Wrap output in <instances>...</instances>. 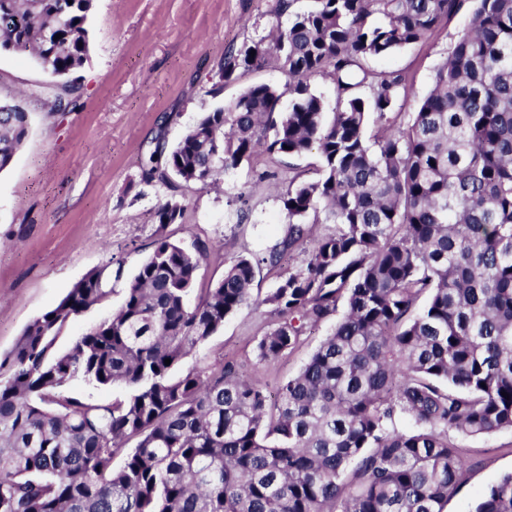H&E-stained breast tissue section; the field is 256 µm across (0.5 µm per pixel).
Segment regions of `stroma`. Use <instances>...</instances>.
Instances as JSON below:
<instances>
[{"label": "stroma", "instance_id": "obj_1", "mask_svg": "<svg viewBox=\"0 0 512 512\" xmlns=\"http://www.w3.org/2000/svg\"><path fill=\"white\" fill-rule=\"evenodd\" d=\"M277 0H93L88 17L89 57L79 71L82 92L68 112H50L46 73L24 54L0 53V95L24 93L27 136L11 164L0 171V379L1 362L26 326L54 307L89 271L108 260L122 263L113 293L69 320L55 344L74 340L121 306L125 279L154 249L155 210L165 188L141 180V163L157 132L178 142L198 118L255 83L280 85L275 68L220 76L228 49L268 35L277 22ZM468 10H461L430 39L384 58L376 71H403L412 87L402 109L414 111L446 59ZM316 153L295 158L259 156L220 173L214 187L187 189L181 223L172 239L211 244L193 292L202 297L238 256L281 242L288 217L278 194L297 174L315 177ZM274 180L261 179L266 169ZM274 317L270 306L246 308L184 361V367L220 368L234 360L268 391L296 375L330 333L332 322L313 328L293 352L271 362L256 358V345ZM467 471L446 512H470L503 474L512 472V430L457 436Z\"/></svg>", "mask_w": 512, "mask_h": 512}]
</instances>
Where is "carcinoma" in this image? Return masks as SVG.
Listing matches in <instances>:
<instances>
[{"instance_id":"carcinoma-1","label":"carcinoma","mask_w":512,"mask_h":512,"mask_svg":"<svg viewBox=\"0 0 512 512\" xmlns=\"http://www.w3.org/2000/svg\"><path fill=\"white\" fill-rule=\"evenodd\" d=\"M296 2L278 0L288 25L220 66L229 81L272 65L283 86H249L171 149L156 136L141 178L169 192L162 233L120 309L54 352L67 322L114 291L122 267L109 261L5 359L0 512H444L464 476L455 436L512 430V0H471L414 112L399 105L407 74L368 62L428 39L463 0ZM91 8L0 0V51L43 67L53 112L80 96L72 74L89 54ZM318 77L333 85L330 111L312 89ZM27 132L22 101L0 98V171ZM259 148L271 158L314 150L320 177H295L279 195L282 242L237 257L191 304L209 246L188 249L163 229L181 223L185 189ZM314 224L334 228L315 237ZM307 241L302 264L253 298L256 272ZM261 305L277 316L257 343L261 362L335 319L276 398L231 362L180 370L228 317ZM74 382L127 394L99 403L71 395ZM472 512H512V473Z\"/></svg>"}]
</instances>
